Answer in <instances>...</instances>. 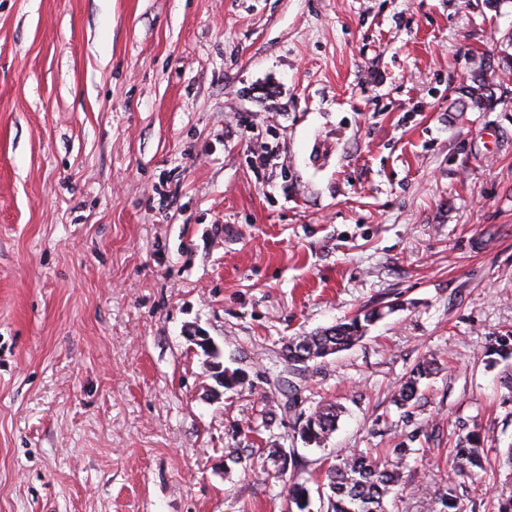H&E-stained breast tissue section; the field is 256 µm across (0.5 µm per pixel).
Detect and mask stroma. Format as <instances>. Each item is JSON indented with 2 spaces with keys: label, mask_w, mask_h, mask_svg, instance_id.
<instances>
[{
  "label": "stroma",
  "mask_w": 512,
  "mask_h": 512,
  "mask_svg": "<svg viewBox=\"0 0 512 512\" xmlns=\"http://www.w3.org/2000/svg\"><path fill=\"white\" fill-rule=\"evenodd\" d=\"M507 51L512 0H0V512H288L289 479L413 431L387 510L443 512L460 424L512 445ZM509 496L495 469L468 512ZM380 316L379 310L371 309L310 335L290 338L284 347L285 357L288 362H297L303 355L311 356L313 350L317 351L324 347H327L324 355L334 350L331 347H336L335 353L347 350L364 337L367 327L378 320ZM435 360L423 358L410 370L408 376L401 383L395 403L398 408H407L418 400L419 386L423 379L435 374ZM342 411L337 404H326L318 407L306 417L301 426V434L308 443L320 445L324 443L336 429V422Z\"/></svg>",
  "instance_id": "1"
}]
</instances>
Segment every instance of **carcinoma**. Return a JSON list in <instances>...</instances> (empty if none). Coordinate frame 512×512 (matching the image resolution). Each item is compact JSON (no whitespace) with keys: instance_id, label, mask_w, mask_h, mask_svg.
I'll return each mask as SVG.
<instances>
[{"instance_id":"obj_1","label":"carcinoma","mask_w":512,"mask_h":512,"mask_svg":"<svg viewBox=\"0 0 512 512\" xmlns=\"http://www.w3.org/2000/svg\"><path fill=\"white\" fill-rule=\"evenodd\" d=\"M381 312L371 309L347 318L335 325L307 336L288 339L284 347L285 357L295 362L304 355L324 347L344 351L359 342L367 327L378 320ZM435 360L423 358L410 370L401 383L395 403L406 408L418 400L421 381L435 374ZM341 413L337 404H326L306 417L301 434L309 443H324L336 429ZM419 452L401 444L390 449L387 457L375 460L359 453L337 459L325 474L322 484L327 499L326 512H386V498L403 477L408 458ZM453 479L448 481L447 491L442 496L445 512H465L464 495L459 488L462 481L479 483L487 473L485 467V436L478 427H473L461 436L452 449ZM288 498L298 512H307L310 489L303 483L295 482L288 490Z\"/></svg>"}]
</instances>
